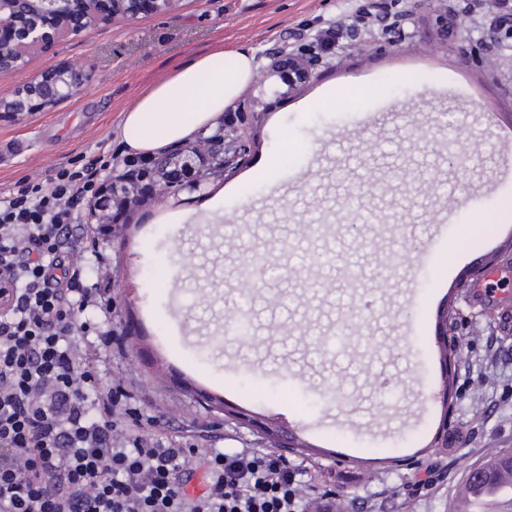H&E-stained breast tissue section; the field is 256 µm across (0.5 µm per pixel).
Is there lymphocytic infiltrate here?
<instances>
[{
  "mask_svg": "<svg viewBox=\"0 0 512 512\" xmlns=\"http://www.w3.org/2000/svg\"><path fill=\"white\" fill-rule=\"evenodd\" d=\"M106 167L91 156L0 196V512H336L330 494L304 498L281 457L143 435L120 420L130 394L95 387L100 346L124 336L81 320L109 304L65 232ZM199 469L208 489L193 496Z\"/></svg>",
  "mask_w": 512,
  "mask_h": 512,
  "instance_id": "obj_1",
  "label": "lymphocytic infiltrate"
}]
</instances>
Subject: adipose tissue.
Instances as JSON below:
<instances>
[{
  "mask_svg": "<svg viewBox=\"0 0 512 512\" xmlns=\"http://www.w3.org/2000/svg\"><path fill=\"white\" fill-rule=\"evenodd\" d=\"M254 74L253 57L240 49L219 46L192 57L123 112L126 148L154 155L212 126L235 105Z\"/></svg>",
  "mask_w": 512,
  "mask_h": 512,
  "instance_id": "adipose-tissue-1",
  "label": "adipose tissue"
}]
</instances>
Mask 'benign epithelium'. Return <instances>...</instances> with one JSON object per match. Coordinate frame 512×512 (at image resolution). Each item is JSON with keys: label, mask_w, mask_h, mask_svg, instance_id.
<instances>
[{"label": "benign epithelium", "mask_w": 512, "mask_h": 512, "mask_svg": "<svg viewBox=\"0 0 512 512\" xmlns=\"http://www.w3.org/2000/svg\"><path fill=\"white\" fill-rule=\"evenodd\" d=\"M111 8H101V0H0V30L10 32V38L0 40V77L23 69L49 45L69 35L88 33L103 21V17L121 16L135 19L149 11L169 12L177 0H111ZM459 16L440 12L435 17L438 33L458 32ZM512 32V10L500 12L490 21L485 40L497 44L502 31ZM317 53L311 44L285 48L275 62H288V88L308 82L314 75ZM91 71L84 67L48 68L19 89L10 100L0 101V109L24 116L67 101L78 94L89 81ZM232 142L225 141L224 129L197 138L190 145L175 146L156 156L151 165L130 177L104 183L96 197L88 223L107 229L114 224V211L128 210L146 201L138 191V183L154 186L153 201L160 202L183 190H195L206 175L224 168L246 151L245 135L236 120L226 122Z\"/></svg>", "instance_id": "1"}]
</instances>
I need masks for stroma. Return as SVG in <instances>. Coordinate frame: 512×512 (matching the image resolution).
Listing matches in <instances>:
<instances>
[{"label": "stroma", "mask_w": 512, "mask_h": 512, "mask_svg": "<svg viewBox=\"0 0 512 512\" xmlns=\"http://www.w3.org/2000/svg\"><path fill=\"white\" fill-rule=\"evenodd\" d=\"M380 4L393 26L369 13ZM464 0H178L168 14L117 18L70 36L0 78V99L51 66L90 64L73 98L16 118L0 112V191L44 181L82 157L122 170L123 112L194 54L225 44L251 53L255 76L234 106L249 128L245 159L202 188L169 198L189 215L162 223L157 204L130 213L150 225L137 254L129 232L86 240L85 285L125 279L136 266L140 307L122 300L112 321L124 352L100 348L96 387L133 394L123 423L215 448L281 452L304 472L308 496L331 491L348 512H449L457 486L490 453L512 448V243L499 205L512 198V66L490 69L478 26L441 38L436 13ZM361 30L321 54L314 78L289 89L272 71L283 41ZM348 108H313L324 92ZM456 161H449V154ZM312 166L267 191L262 169ZM287 266L247 290L252 254ZM497 267L492 294L465 279ZM455 274L449 299L438 281ZM249 312L246 337L228 316ZM448 314L455 351L437 339ZM344 332V347L321 339ZM447 444H440V437Z\"/></svg>", "instance_id": "1"}]
</instances>
